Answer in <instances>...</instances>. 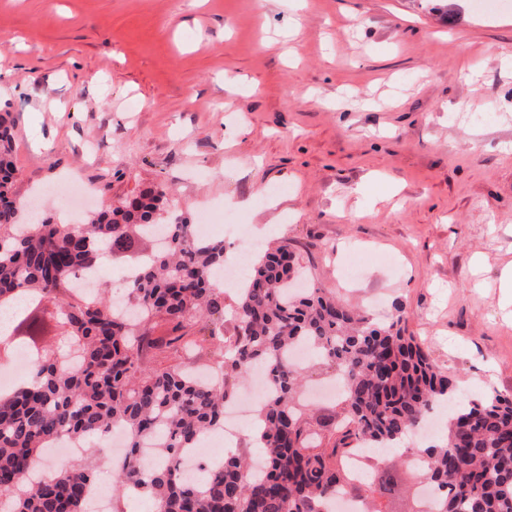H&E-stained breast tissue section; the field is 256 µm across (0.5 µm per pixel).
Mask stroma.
Returning <instances> with one entry per match:
<instances>
[{
    "label": "stroma",
    "instance_id": "obj_1",
    "mask_svg": "<svg viewBox=\"0 0 512 512\" xmlns=\"http://www.w3.org/2000/svg\"><path fill=\"white\" fill-rule=\"evenodd\" d=\"M512 0H0L14 193L159 184L230 256L281 238L410 333L470 398L512 393ZM469 104L456 112L458 104ZM279 221L270 231V216ZM376 499L410 512L417 474Z\"/></svg>",
    "mask_w": 512,
    "mask_h": 512
}]
</instances>
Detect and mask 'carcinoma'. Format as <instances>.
I'll list each match as a JSON object with an SVG mask.
<instances>
[{"instance_id": "1", "label": "carcinoma", "mask_w": 512, "mask_h": 512, "mask_svg": "<svg viewBox=\"0 0 512 512\" xmlns=\"http://www.w3.org/2000/svg\"><path fill=\"white\" fill-rule=\"evenodd\" d=\"M12 123L0 114V308L28 303L16 320L15 346L32 348L37 319L55 323L57 351L32 356V376L0 396V504L10 512H85L97 481L105 436L125 429L128 450L112 462L113 491L131 487L155 512H327L341 487L367 512H383L367 484H352L339 465L356 441L371 447L403 439L425 424L439 403L457 398L452 379L402 325L397 303L391 321L378 323L319 285L295 284L302 266L281 241L252 258L231 311L214 274L224 269L222 239L201 240L195 225L171 215L169 192L149 187L93 213L83 224L39 218L12 195ZM138 270L128 283L134 313L115 309L99 293L75 290L78 272L100 267L104 256ZM171 327L168 341L151 325ZM213 345L215 374L196 382L179 364L146 368L142 353L180 344L194 353L197 335ZM311 346L343 380L340 420L310 421L301 401L304 379L289 355ZM266 368L268 389L257 411L265 474L249 461L224 458L220 469L202 463L193 480L180 469L183 453L224 427V405L251 367ZM94 439V454L40 475L53 444ZM160 462L146 466L143 451ZM425 480L439 492V512H512V395L497 390L463 401L448 414L441 443L412 448Z\"/></svg>"}]
</instances>
